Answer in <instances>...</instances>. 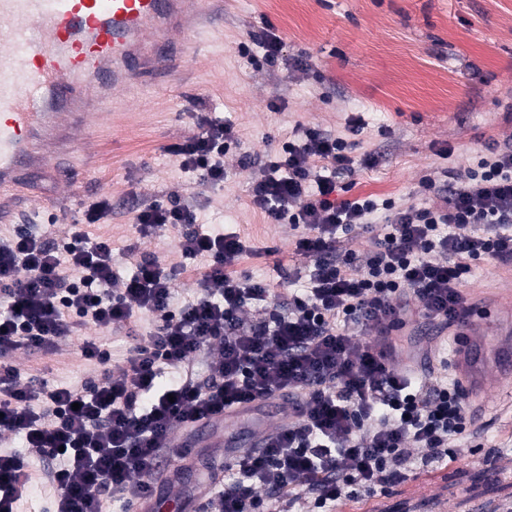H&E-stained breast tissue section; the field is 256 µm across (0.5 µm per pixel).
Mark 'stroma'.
<instances>
[{"instance_id":"obj_1","label":"stroma","mask_w":512,"mask_h":512,"mask_svg":"<svg viewBox=\"0 0 512 512\" xmlns=\"http://www.w3.org/2000/svg\"><path fill=\"white\" fill-rule=\"evenodd\" d=\"M216 28L198 38L194 55L173 71L146 80L139 98L105 125L81 136L84 162L74 181L37 179L39 202L24 206L16 229L64 235L50 220L78 215L104 196L112 199L114 235L129 233L132 199H195L198 222L248 238L252 251L240 274L267 280L271 306L288 310V289L302 287L305 258L295 254L293 233L268 223L250 204L263 153L296 124L343 130L363 114L361 150L379 155L376 168L354 167L339 178L350 195L371 194L397 205L418 202L422 180L445 172L465 177L477 152L512 139V0H223ZM284 41L275 63L245 57L266 29ZM279 99L281 112L269 109ZM232 118L249 159L224 160L223 187L201 190L165 154V146L192 135L191 113L209 110ZM512 273L496 261L472 264L466 290L490 305L491 288ZM79 337L58 354L36 359L18 354L20 370L44 367L56 384L83 388L93 373L77 355ZM475 423L454 441L458 459L410 477L390 492L364 498L342 512H512V384L492 387L473 412ZM286 410H261L186 444L192 466L184 491L205 480L194 463L213 438L233 432L253 437L285 420Z\"/></svg>"}]
</instances>
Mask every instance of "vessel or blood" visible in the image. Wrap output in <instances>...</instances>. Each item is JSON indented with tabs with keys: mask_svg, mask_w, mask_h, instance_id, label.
Segmentation results:
<instances>
[{
	"mask_svg": "<svg viewBox=\"0 0 512 512\" xmlns=\"http://www.w3.org/2000/svg\"><path fill=\"white\" fill-rule=\"evenodd\" d=\"M216 0H0V222L19 216L36 177L61 170L71 135L96 131L143 79L173 69ZM512 366L499 330L472 341L459 373L485 351Z\"/></svg>",
	"mask_w": 512,
	"mask_h": 512,
	"instance_id": "1",
	"label": "vessel or blood"
}]
</instances>
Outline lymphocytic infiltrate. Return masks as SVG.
Returning a JSON list of instances; mask_svg holds the SVG:
<instances>
[{"label": "lymphocytic infiltrate", "mask_w": 512, "mask_h": 512, "mask_svg": "<svg viewBox=\"0 0 512 512\" xmlns=\"http://www.w3.org/2000/svg\"><path fill=\"white\" fill-rule=\"evenodd\" d=\"M192 121L195 133L170 152L197 186H223L225 155L244 147L238 127L210 112ZM365 126L359 117L337 133L300 125L265 153L250 202L270 223L291 225L309 260L304 292L289 297L284 315L247 321L246 309L272 290L238 275L245 239L197 229L196 206L178 200H137L134 234L120 244L104 226L108 197L84 208L65 244L0 235V440L21 437L59 460L47 473L55 512H110L114 499L130 506L156 495L176 426L218 425L226 410L248 415L273 395L293 420L264 448L201 461L219 512H279L299 499L310 512H335L455 462L450 443L474 423L464 392L394 369L391 334L410 322L461 323L472 261L512 262V142L478 154L461 184L422 181L421 202L402 207L338 195V170L378 164L374 152L357 151ZM356 226L370 236L363 255L346 245ZM161 232L175 242L165 264L139 246ZM120 264L131 277L117 273ZM188 272L195 295L173 305ZM146 317L154 326L142 339ZM117 328L132 343L116 370L105 337ZM76 335L94 373L83 390L22 376L13 363L20 352L55 354ZM209 348L217 359L201 381L188 367ZM167 371L177 378L159 388ZM32 479L25 455L0 452V512H19Z\"/></svg>", "instance_id": "lymphocytic-infiltrate-1"}]
</instances>
